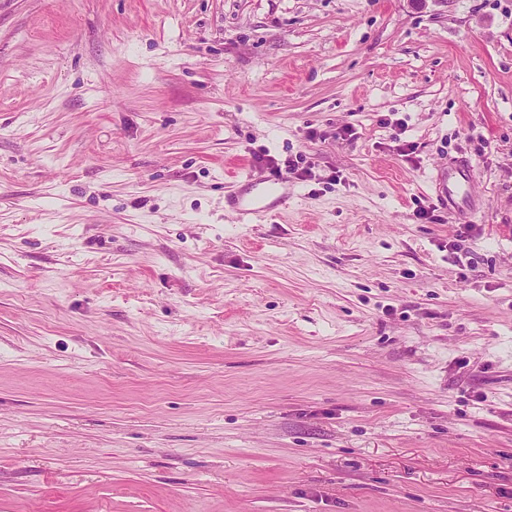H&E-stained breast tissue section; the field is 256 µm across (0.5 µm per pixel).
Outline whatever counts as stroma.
Wrapping results in <instances>:
<instances>
[{
  "label": "stroma",
  "instance_id": "35a3bbf8",
  "mask_svg": "<svg viewBox=\"0 0 512 512\" xmlns=\"http://www.w3.org/2000/svg\"><path fill=\"white\" fill-rule=\"evenodd\" d=\"M0 512H512V0H0ZM473 167L464 161L448 163V167L437 173L434 181L438 186L437 198L448 212L454 213L461 223L474 222L479 205L467 192V187L474 179ZM288 199V178L283 175H252L245 179L244 188L231 195L229 202L236 208L242 224L264 217Z\"/></svg>",
  "mask_w": 512,
  "mask_h": 512
}]
</instances>
